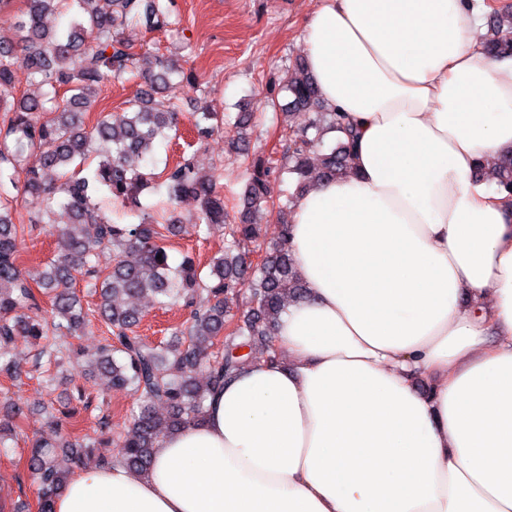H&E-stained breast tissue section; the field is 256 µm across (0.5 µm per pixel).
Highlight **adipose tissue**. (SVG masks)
<instances>
[{
  "instance_id": "ef3b65f1",
  "label": "adipose tissue",
  "mask_w": 512,
  "mask_h": 512,
  "mask_svg": "<svg viewBox=\"0 0 512 512\" xmlns=\"http://www.w3.org/2000/svg\"><path fill=\"white\" fill-rule=\"evenodd\" d=\"M483 0H324L304 25L353 174L312 186L289 249L307 295L281 355L160 439L147 474L79 469L54 512H512V58ZM485 177L494 181L499 190L512 193V155L500 160L497 167L485 172Z\"/></svg>"
}]
</instances>
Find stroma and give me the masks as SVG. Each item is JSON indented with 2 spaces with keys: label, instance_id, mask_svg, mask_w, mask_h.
Returning a JSON list of instances; mask_svg holds the SVG:
<instances>
[{
  "label": "stroma",
  "instance_id": "35a3bbf8",
  "mask_svg": "<svg viewBox=\"0 0 512 512\" xmlns=\"http://www.w3.org/2000/svg\"><path fill=\"white\" fill-rule=\"evenodd\" d=\"M322 0H177L179 22L169 28L137 32L138 53L162 55L173 59L184 71L198 75L200 83H173L166 97L179 107V138L156 146L157 159L176 162L193 158L196 167L213 175L224 196L229 214H236L248 163L232 147L236 135L234 122L241 112L252 113L249 132L251 146L263 156L279 158L280 142L288 130L300 129L306 122L304 112H283L285 97L271 98L269 90L279 84L289 65L302 56L303 26ZM147 88L143 78L102 89L86 116L94 123L99 112L121 113L130 100ZM212 105L224 114V128L204 143H196L189 129L194 112ZM181 219L176 236L171 239L173 260L190 254L201 268H208L213 256L224 249L220 232L204 237L195 227L200 206L193 197L180 199L176 205ZM56 237L48 225L34 231L18 233L15 251L26 272L44 269L55 254ZM145 316L140 324L141 336L153 343L171 342L175 327L185 324L190 311L182 305L161 310L149 299H141ZM35 349L26 338H17L9 357L17 365L18 378L0 372V397L7 395L22 406L24 414L17 420L16 437L0 447V512H36L37 490L22 478V465L36 439L49 437L53 429L42 406L54 402L63 406L73 388H80L92 400L90 410L77 420L64 422L62 431L72 438L93 435L98 417H108L113 433H123L139 407L138 394L130 389L107 387L98 372L78 365L33 371Z\"/></svg>",
  "mask_w": 512,
  "mask_h": 512
}]
</instances>
